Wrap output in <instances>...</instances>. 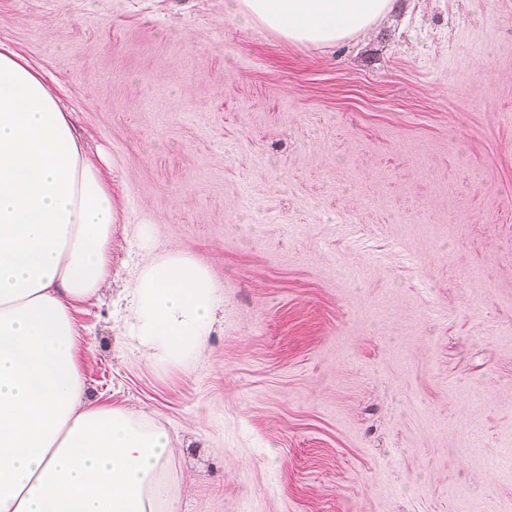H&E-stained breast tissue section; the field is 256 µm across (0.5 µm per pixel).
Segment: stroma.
<instances>
[{"label": "stroma", "instance_id": "1", "mask_svg": "<svg viewBox=\"0 0 512 512\" xmlns=\"http://www.w3.org/2000/svg\"><path fill=\"white\" fill-rule=\"evenodd\" d=\"M224 2L0 0L118 205L90 397L170 432L177 512H512V0L326 48ZM144 223L222 296L189 366L122 335Z\"/></svg>", "mask_w": 512, "mask_h": 512}]
</instances>
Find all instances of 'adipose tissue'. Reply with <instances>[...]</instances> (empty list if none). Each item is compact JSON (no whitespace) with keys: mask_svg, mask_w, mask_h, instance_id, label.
Wrapping results in <instances>:
<instances>
[{"mask_svg":"<svg viewBox=\"0 0 512 512\" xmlns=\"http://www.w3.org/2000/svg\"><path fill=\"white\" fill-rule=\"evenodd\" d=\"M396 0H232L291 44L367 33ZM116 206L66 112L0 52V512H176L164 427L89 397L76 314L109 286ZM125 333L153 365H190L216 315L210 269L185 249L144 262Z\"/></svg>","mask_w":512,"mask_h":512,"instance_id":"adipose-tissue-1","label":"adipose tissue"}]
</instances>
